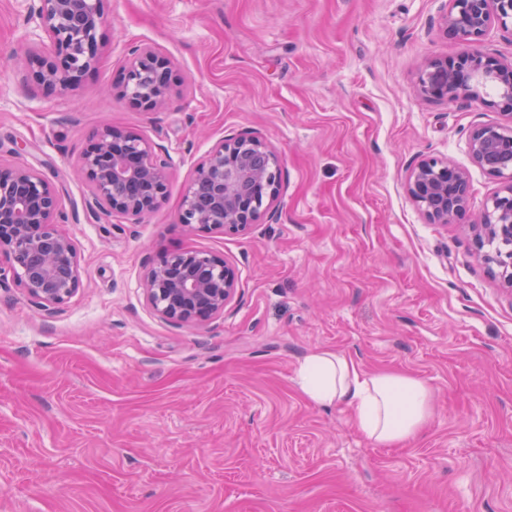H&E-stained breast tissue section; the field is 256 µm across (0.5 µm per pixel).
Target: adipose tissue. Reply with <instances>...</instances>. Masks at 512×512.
<instances>
[{"instance_id":"ef3b65f1","label":"adipose tissue","mask_w":512,"mask_h":512,"mask_svg":"<svg viewBox=\"0 0 512 512\" xmlns=\"http://www.w3.org/2000/svg\"><path fill=\"white\" fill-rule=\"evenodd\" d=\"M297 385L312 403L352 406V424L377 444L413 440L432 415L431 390L421 380L387 372L367 374L345 354L310 352L297 368Z\"/></svg>"}]
</instances>
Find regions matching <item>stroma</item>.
Wrapping results in <instances>:
<instances>
[{"mask_svg":"<svg viewBox=\"0 0 512 512\" xmlns=\"http://www.w3.org/2000/svg\"><path fill=\"white\" fill-rule=\"evenodd\" d=\"M448 0H106L100 62L68 92L23 79L45 36L33 0H0V165L60 191L79 290L43 308L0 282V512H512V290L470 223L432 224L414 167L466 172L478 216L498 178L468 139L501 114L421 96L417 76L462 49ZM172 66L166 106L116 83L131 51ZM119 126L171 157L139 223L86 208L89 137ZM282 157L277 219L192 233L183 196L220 140ZM197 250L239 287L223 316L178 326L149 308L143 267ZM339 351L367 373L428 385L412 441L383 447L347 405L311 403L299 359Z\"/></svg>","mask_w":512,"mask_h":512,"instance_id":"35a3bbf8","label":"stroma"}]
</instances>
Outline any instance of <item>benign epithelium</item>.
I'll use <instances>...</instances> for the list:
<instances>
[{"mask_svg":"<svg viewBox=\"0 0 512 512\" xmlns=\"http://www.w3.org/2000/svg\"><path fill=\"white\" fill-rule=\"evenodd\" d=\"M35 15L50 42L47 53L30 52L35 83L74 89L98 65L104 0H39ZM496 26H512V0H448L441 28L466 48L455 58L430 61L417 88L428 98L479 101L509 118L476 127L469 152L475 165L505 183L477 224L476 243L480 249L495 241L510 245L484 257L512 288V61L470 49ZM132 54L119 82L122 93L133 91L132 103L145 110L163 107L172 87L170 62L150 45ZM488 83L496 88L491 99L483 94ZM170 164V156L150 141L109 126L89 138L76 172L89 188L92 213L140 221L165 199ZM280 167L276 151L257 136L220 141L195 171L181 224L191 232L238 234L263 214H275ZM409 194L430 223L454 224L467 212L468 178L447 160L425 159L410 177ZM59 219L61 197L51 182L30 167L0 166V253L12 263L17 283L41 307L67 302L81 284L76 246L59 229ZM237 288L235 269L224 258L194 250L166 255L143 275L147 304L176 325L199 326L224 314Z\"/></svg>","mask_w":512,"mask_h":512,"instance_id":"7a95c632","label":"benign epithelium"}]
</instances>
